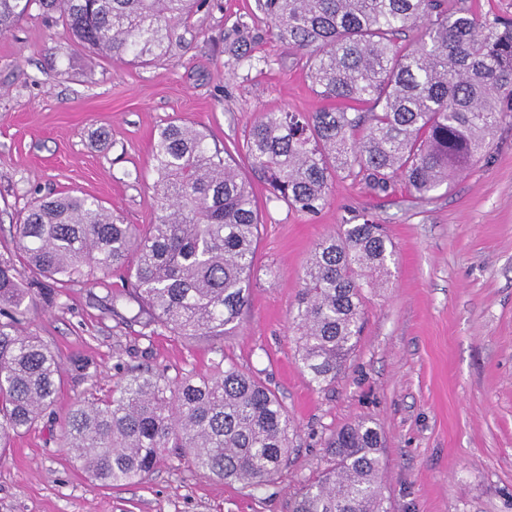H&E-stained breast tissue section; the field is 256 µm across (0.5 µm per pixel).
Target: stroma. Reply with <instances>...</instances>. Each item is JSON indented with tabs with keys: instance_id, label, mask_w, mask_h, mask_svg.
Segmentation results:
<instances>
[{
	"instance_id": "obj_1",
	"label": "stroma",
	"mask_w": 512,
	"mask_h": 512,
	"mask_svg": "<svg viewBox=\"0 0 512 512\" xmlns=\"http://www.w3.org/2000/svg\"><path fill=\"white\" fill-rule=\"evenodd\" d=\"M145 66L90 55L61 25L34 15L0 36V255L36 196L95 197L126 223H155L152 148L180 120L236 152L266 112L327 108L302 51L273 33L257 0H209ZM248 52L245 63L238 52ZM253 191L262 226L257 275L224 339H186L107 309L119 276L57 283L20 331L41 336L63 372L53 405L0 458V512H288L326 468L323 441L358 418L381 429L389 512H512V122L489 153L429 202L403 183L391 195L337 178L318 215ZM368 215L395 245L390 274L368 290L360 342L336 382L313 389L290 328L316 243ZM258 376L288 407L291 451L275 484L253 491L170 457L137 485L92 486L63 446L71 407L107 398L125 372L209 374L221 357Z\"/></svg>"
}]
</instances>
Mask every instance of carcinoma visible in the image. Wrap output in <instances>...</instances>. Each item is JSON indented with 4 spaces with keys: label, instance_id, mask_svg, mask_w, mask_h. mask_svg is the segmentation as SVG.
Wrapping results in <instances>:
<instances>
[{
    "label": "carcinoma",
    "instance_id": "1",
    "mask_svg": "<svg viewBox=\"0 0 512 512\" xmlns=\"http://www.w3.org/2000/svg\"><path fill=\"white\" fill-rule=\"evenodd\" d=\"M199 0H0V34L37 10L56 17L76 45L119 62L146 63L172 45L174 25ZM277 35L304 52L322 97L336 107L310 115L266 112L249 127L244 158L271 195L310 216L336 177L386 194L402 179L419 200L487 153L512 120V19L477 15L466 0H258ZM414 46L395 41L409 28ZM160 215L125 224L97 199L67 193L35 199L15 224V256L0 255V450L54 401L62 373L38 336L14 328L33 298L15 259L71 280L89 269L126 273L108 293L112 314L137 303L134 321L176 336L222 338L237 327L255 276L260 224L251 184L205 131L171 121L152 150ZM395 250L382 225L342 224L316 243L293 324L309 384L336 382L357 347L365 289L380 286ZM288 410L254 375L221 358L208 376L128 373L106 400L77 403L64 447L102 486L139 483L174 454L220 481L261 490L280 472L292 438ZM332 464L294 496L292 512H388L383 441L359 419L326 443Z\"/></svg>",
    "mask_w": 512,
    "mask_h": 512
}]
</instances>
